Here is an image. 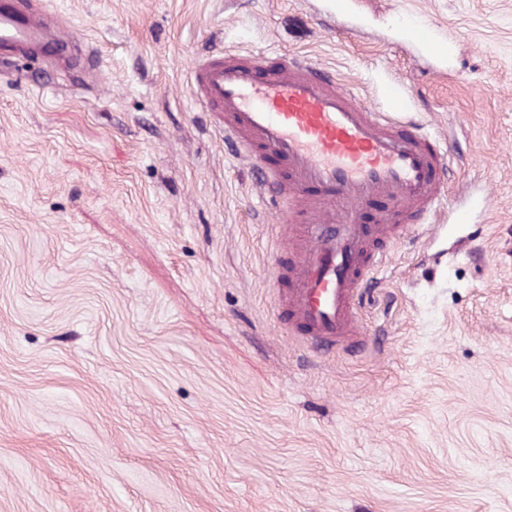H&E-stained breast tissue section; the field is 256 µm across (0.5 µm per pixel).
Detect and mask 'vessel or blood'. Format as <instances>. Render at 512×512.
<instances>
[{"mask_svg": "<svg viewBox=\"0 0 512 512\" xmlns=\"http://www.w3.org/2000/svg\"><path fill=\"white\" fill-rule=\"evenodd\" d=\"M77 38L51 26L27 0H0V58L56 55ZM425 54L448 43L429 28L409 31ZM191 88L225 147L244 157L254 183L280 206L306 200L310 212L288 254L282 321L325 351L362 345L358 308L392 241L438 211L447 156L405 114L394 86L388 109L372 111L343 89L335 71L298 56L211 51L191 70ZM373 198L393 207L380 223L362 220Z\"/></svg>", "mask_w": 512, "mask_h": 512, "instance_id": "b4317fda", "label": "vessel or blood"}]
</instances>
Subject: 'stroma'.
I'll list each match as a JSON object with an SVG mask.
<instances>
[{
    "label": "stroma",
    "instance_id": "35a3bbf8",
    "mask_svg": "<svg viewBox=\"0 0 512 512\" xmlns=\"http://www.w3.org/2000/svg\"><path fill=\"white\" fill-rule=\"evenodd\" d=\"M41 2L99 67L0 75V512H512V0H356V30L325 0ZM220 50L326 64L378 111L408 84L463 155L361 303L379 351L279 322L297 230L188 85ZM408 40L425 54L442 58L447 56L449 43L442 40L437 32L430 28H415L408 32Z\"/></svg>",
    "mask_w": 512,
    "mask_h": 512
}]
</instances>
